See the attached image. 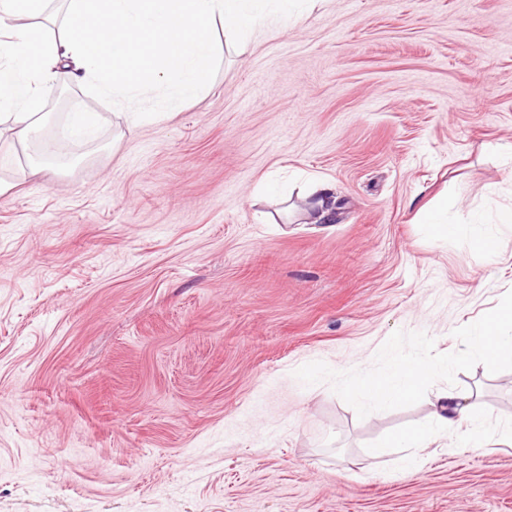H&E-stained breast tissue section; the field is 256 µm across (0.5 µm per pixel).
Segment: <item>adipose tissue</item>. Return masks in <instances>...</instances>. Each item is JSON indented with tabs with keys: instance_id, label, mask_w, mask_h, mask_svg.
Instances as JSON below:
<instances>
[{
	"instance_id": "obj_1",
	"label": "adipose tissue",
	"mask_w": 512,
	"mask_h": 512,
	"mask_svg": "<svg viewBox=\"0 0 512 512\" xmlns=\"http://www.w3.org/2000/svg\"><path fill=\"white\" fill-rule=\"evenodd\" d=\"M304 0H0V112L16 135L42 126L45 93L76 83L130 106L135 95L162 91L169 107L203 94L220 46L214 22L242 39L263 32L271 19L302 13ZM432 233L451 243L492 251L483 216L449 220L448 202L425 209ZM428 429L404 430L391 445L403 449L398 472L415 473L418 448L446 436L451 448L479 449L489 439L487 418L472 395L440 391Z\"/></svg>"
}]
</instances>
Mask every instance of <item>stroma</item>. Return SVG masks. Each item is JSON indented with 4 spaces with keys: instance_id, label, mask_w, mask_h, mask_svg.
I'll use <instances>...</instances> for the list:
<instances>
[{
    "instance_id": "obj_1",
    "label": "stroma",
    "mask_w": 512,
    "mask_h": 512,
    "mask_svg": "<svg viewBox=\"0 0 512 512\" xmlns=\"http://www.w3.org/2000/svg\"><path fill=\"white\" fill-rule=\"evenodd\" d=\"M223 46L209 89L142 119L54 88L38 138L0 140V512H512V445L395 472L427 401L358 418L313 361L367 369L397 330L460 350L512 290V0H313ZM97 112L93 140L67 138ZM332 182L290 222L261 193ZM492 222L494 252L421 208ZM512 423V370L458 372ZM98 122V115L93 112L70 113V131L77 137L90 139ZM307 196L312 199L309 207L316 214L315 221H327L336 208L334 188L329 183L318 182L313 184ZM422 224H429L431 232L448 242L464 240L471 249L491 252L495 247L493 236L484 228L490 224L482 215H472L465 223L448 219V200L443 198L435 206L425 209Z\"/></svg>"
}]
</instances>
